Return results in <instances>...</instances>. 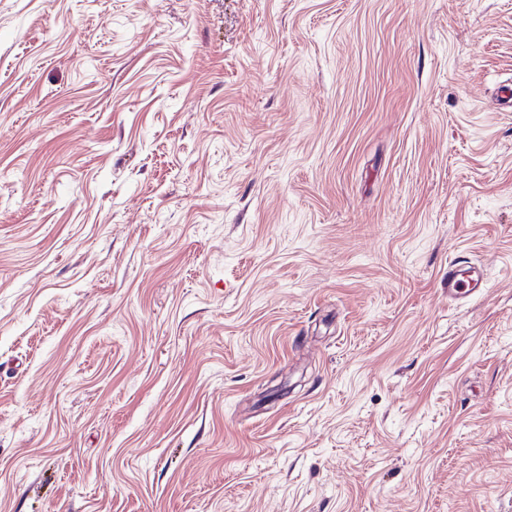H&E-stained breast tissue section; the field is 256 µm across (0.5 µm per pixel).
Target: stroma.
Masks as SVG:
<instances>
[{"label":"stroma","instance_id":"stroma-1","mask_svg":"<svg viewBox=\"0 0 512 512\" xmlns=\"http://www.w3.org/2000/svg\"><path fill=\"white\" fill-rule=\"evenodd\" d=\"M509 80L512 0H0V512H512ZM486 288L485 270L481 265L460 267L448 262V301L459 302L467 298L479 297Z\"/></svg>","mask_w":512,"mask_h":512}]
</instances>
